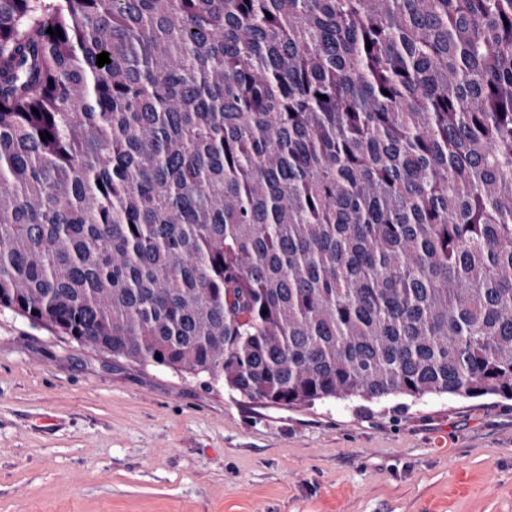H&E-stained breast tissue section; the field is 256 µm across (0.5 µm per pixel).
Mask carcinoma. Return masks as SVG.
Instances as JSON below:
<instances>
[{
    "mask_svg": "<svg viewBox=\"0 0 512 512\" xmlns=\"http://www.w3.org/2000/svg\"><path fill=\"white\" fill-rule=\"evenodd\" d=\"M0 308L268 404L512 400V0H0Z\"/></svg>",
    "mask_w": 512,
    "mask_h": 512,
    "instance_id": "carcinoma-1",
    "label": "carcinoma"
}]
</instances>
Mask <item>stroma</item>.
Returning a JSON list of instances; mask_svg holds the SVG:
<instances>
[{
	"label": "stroma",
	"mask_w": 512,
	"mask_h": 512,
	"mask_svg": "<svg viewBox=\"0 0 512 512\" xmlns=\"http://www.w3.org/2000/svg\"><path fill=\"white\" fill-rule=\"evenodd\" d=\"M0 512H512V401L269 405L0 308Z\"/></svg>",
	"instance_id": "35a3bbf8"
}]
</instances>
